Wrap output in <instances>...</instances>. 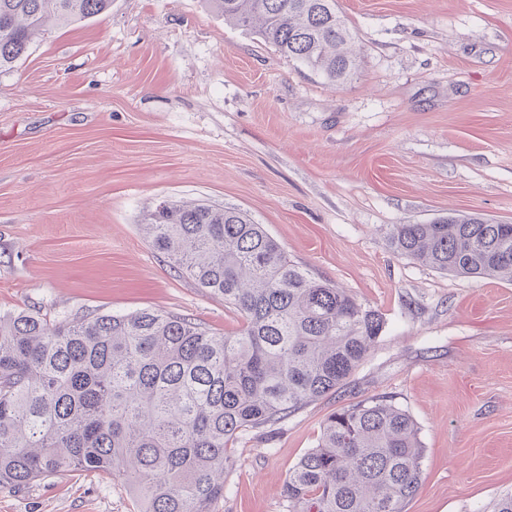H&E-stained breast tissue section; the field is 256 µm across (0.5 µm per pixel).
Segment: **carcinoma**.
Segmentation results:
<instances>
[{
	"label": "carcinoma",
	"mask_w": 512,
	"mask_h": 512,
	"mask_svg": "<svg viewBox=\"0 0 512 512\" xmlns=\"http://www.w3.org/2000/svg\"><path fill=\"white\" fill-rule=\"evenodd\" d=\"M281 55L341 85L358 68L336 0H207ZM112 0H0V70L53 26ZM153 246L241 317L217 336L140 309L50 324L0 317V486L17 492L67 469L121 479L139 512H209L224 495L228 448L343 387L384 328L381 314L312 277L234 207L162 201ZM394 252L463 278L512 282V224L476 215L394 224ZM411 415L387 399L343 406L282 488L288 512H404L422 476Z\"/></svg>",
	"instance_id": "carcinoma-1"
}]
</instances>
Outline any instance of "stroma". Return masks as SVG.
Returning <instances> with one entry per match:
<instances>
[{"instance_id":"1","label":"stroma","mask_w":512,"mask_h":512,"mask_svg":"<svg viewBox=\"0 0 512 512\" xmlns=\"http://www.w3.org/2000/svg\"><path fill=\"white\" fill-rule=\"evenodd\" d=\"M361 61L331 85L205 0H112L0 71V316L58 323L150 308L241 325L142 230L164 200L246 212L384 328L336 392L234 442L210 512L280 495L324 420L385 397L419 427L404 512H491L512 493V282L392 251L394 224L512 223V0H337ZM120 479L67 470L0 512H137Z\"/></svg>"}]
</instances>
